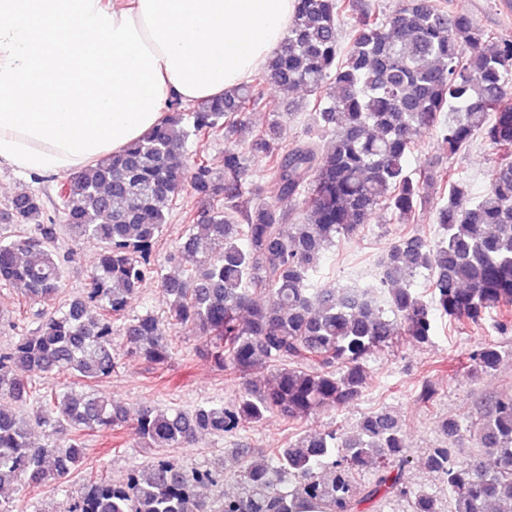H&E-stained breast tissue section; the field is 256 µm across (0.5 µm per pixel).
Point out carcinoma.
<instances>
[{"label":"carcinoma","mask_w":512,"mask_h":512,"mask_svg":"<svg viewBox=\"0 0 512 512\" xmlns=\"http://www.w3.org/2000/svg\"><path fill=\"white\" fill-rule=\"evenodd\" d=\"M295 2L287 36L251 83L191 112L168 103L141 139L59 183L69 236L101 247L80 295L54 305L65 267L43 198L20 192L0 210L1 224L29 228L0 235V285L43 305L36 328L0 349V400L32 402L26 414L0 406V512H13L11 495L26 485H62L85 457L84 435L104 429L129 430L156 454L120 483L91 482L68 512H298L300 501L358 512L364 502L394 498L411 512H512V394L482 405L473 434L478 451L494 459L491 471L458 461L460 423L440 422L443 445L429 449L425 466L448 491L445 508L409 484L411 461L389 411L360 418L350 431L303 426L317 411L362 396L369 355L404 338L430 342L438 315L477 324L497 309L500 332H512V38L439 0H403L392 13L379 0ZM349 15L356 24L345 46L341 21ZM267 81L283 95L306 90L309 123L289 147L278 142ZM257 108L275 120L256 130L248 115ZM420 130L450 155L478 137L489 142L498 157L486 189L473 195L450 168L409 171ZM190 138L224 141L223 171L201 157L187 167ZM250 154L266 160L259 184L247 180ZM428 184L440 189L434 237L395 238L369 285L322 276L338 242L358 235L377 210L408 223ZM187 186L211 208L201 219L183 217L168 270L152 262V250ZM424 272L421 292L415 281ZM148 280L166 293L168 315L126 317ZM168 324L195 334L198 353L242 388L226 404L144 405L131 419L92 386L124 358L166 366ZM503 358L486 344L472 352L471 367L491 373ZM263 367L273 368L271 377L250 381ZM22 371L74 378L86 390L45 394ZM273 416L295 432L269 461L243 466L232 493L192 492L218 486L224 473L187 470L161 452L188 448L202 434L235 436ZM36 428L42 444L31 440ZM363 470L367 484L356 478Z\"/></svg>","instance_id":"1"}]
</instances>
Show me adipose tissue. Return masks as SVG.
Segmentation results:
<instances>
[{
    "instance_id": "ef3b65f1",
    "label": "adipose tissue",
    "mask_w": 512,
    "mask_h": 512,
    "mask_svg": "<svg viewBox=\"0 0 512 512\" xmlns=\"http://www.w3.org/2000/svg\"><path fill=\"white\" fill-rule=\"evenodd\" d=\"M294 0H0V164L71 173L261 73Z\"/></svg>"
}]
</instances>
